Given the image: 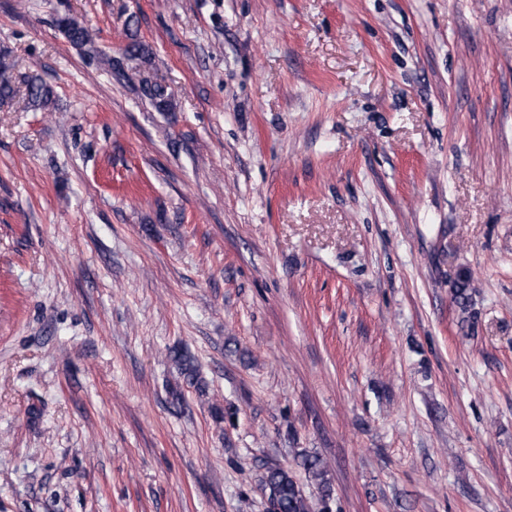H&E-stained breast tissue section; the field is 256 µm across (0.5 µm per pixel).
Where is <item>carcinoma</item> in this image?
I'll return each mask as SVG.
<instances>
[{
	"label": "carcinoma",
	"mask_w": 512,
	"mask_h": 512,
	"mask_svg": "<svg viewBox=\"0 0 512 512\" xmlns=\"http://www.w3.org/2000/svg\"><path fill=\"white\" fill-rule=\"evenodd\" d=\"M55 27L75 48L85 49L92 54L98 53L95 36L91 29L68 13L59 14L54 19ZM149 55L148 47L137 36L130 35V41L120 59L106 58L109 72L121 78L125 76V65L141 60ZM24 86L27 106L35 110H48L55 106L56 98L50 85L37 76L18 78L11 50L0 48V106L10 104ZM140 94L148 99L158 110L165 112L171 108V93L168 87L150 79L141 81ZM452 299L460 312V324L471 328L477 319L474 311L471 273L466 269L457 272L450 288ZM299 466L303 468L310 481L315 485L318 496L306 495L303 487L286 468H270L262 477V483L269 491V503L275 512H329L331 499V481L328 478L326 463L317 456L304 454Z\"/></svg>",
	"instance_id": "obj_1"
}]
</instances>
